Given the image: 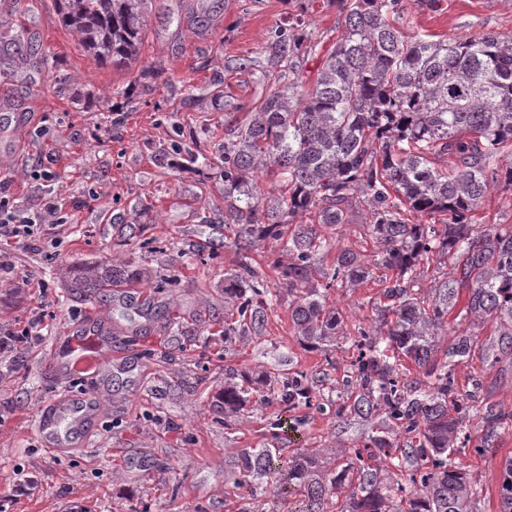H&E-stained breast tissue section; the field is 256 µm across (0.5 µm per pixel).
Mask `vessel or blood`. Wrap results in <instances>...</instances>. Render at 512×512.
Returning <instances> with one entry per match:
<instances>
[{
    "mask_svg": "<svg viewBox=\"0 0 512 512\" xmlns=\"http://www.w3.org/2000/svg\"><path fill=\"white\" fill-rule=\"evenodd\" d=\"M98 415L95 400L61 399L44 408L39 428L44 440L56 449L64 450L84 442Z\"/></svg>",
    "mask_w": 512,
    "mask_h": 512,
    "instance_id": "vessel-or-blood-1",
    "label": "vessel or blood"
}]
</instances>
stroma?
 <instances>
[{
	"label": "stroma",
	"mask_w": 512,
	"mask_h": 512,
	"mask_svg": "<svg viewBox=\"0 0 512 512\" xmlns=\"http://www.w3.org/2000/svg\"><path fill=\"white\" fill-rule=\"evenodd\" d=\"M397 26L408 37L428 33L465 39L494 32L512 36V0H405ZM208 11L207 28L188 12ZM318 41L301 71L314 77L340 33L336 0H152L139 56L101 65L63 27L59 0H0V196L20 210L40 199L57 205L62 224H47L41 241H0L11 273L0 277V334L22 336L0 353V512H228L243 448H276V467L302 448H320L326 469L335 449L361 448L372 422L340 428L336 401L357 350L339 337L304 347L291 320L295 294L269 261L278 242H256L249 255L279 301L261 333L225 346L187 347L162 356L166 317L145 319L121 301H87L73 288L80 264L147 268L167 282L157 306L205 321L229 303L224 276L239 263L224 242V181L219 168L198 167L195 154L224 147L228 118L245 120L268 94V84L240 69L261 62L269 36L288 19ZM162 68L154 92L141 93L139 73ZM116 88L126 96H113ZM37 170L49 179L34 178ZM364 204L353 203L349 223L324 228L337 251L358 252L374 267L378 248ZM381 286L369 281L332 291L328 305L347 324L374 323ZM41 333L26 335L31 324ZM94 337L107 358L97 377L71 369L72 350ZM306 375L317 382L309 404L293 407L256 400L223 415L213 407L224 367ZM481 377L483 409L512 410V358L492 370L479 361L458 365L460 388ZM66 396L97 398L98 418L80 449L55 452L43 443V405ZM512 456V429L491 452L464 450L452 460L483 494L476 512H497L500 465ZM37 479L31 494L13 497L17 478Z\"/></svg>",
	"instance_id": "35a3bbf8"
}]
</instances>
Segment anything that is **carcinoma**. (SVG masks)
Listing matches in <instances>:
<instances>
[{
  "mask_svg": "<svg viewBox=\"0 0 512 512\" xmlns=\"http://www.w3.org/2000/svg\"><path fill=\"white\" fill-rule=\"evenodd\" d=\"M59 2L62 23L97 62L137 58L150 0ZM339 3L340 35L314 79L299 80L297 59L317 45L302 46L286 28L275 31L260 69L261 81L274 89L246 120L228 128L224 152L202 156L203 163L223 168L224 229L241 253L225 278L232 312L219 335L231 345L267 322L277 295L248 261L254 242L267 238L286 256L270 267L296 291L291 319L301 342L317 348L346 334L327 295L361 285L373 273L350 249L338 251L331 268L322 267L330 241L315 224L297 219L313 214L316 224L337 227L347 223L352 202L366 204L371 236L381 246L378 266L392 275L380 279L379 325L354 328L357 355L346 380L354 400L336 404V418L382 420L369 444L329 473L319 470L316 448L297 451L279 473L273 469L277 449L243 448L236 485L254 493L272 477L281 493L301 496L296 512H327L345 486L351 491L341 512H474L481 489L452 455L469 446L483 456L499 431L512 428V411L492 409L480 438L462 434L482 380L461 391L454 376L457 365L476 356L490 368L512 358V224L470 223L499 174L512 185V166L492 168L498 156L512 152V37L417 35L408 42L390 21L403 0ZM434 155L449 156L450 167L432 166ZM263 172L276 177L278 196L261 195L256 176ZM419 213L442 215L444 224L411 223ZM434 255L448 258L452 277L421 293L417 271ZM144 278L141 269L80 265L73 271L74 287L92 289L102 302L122 283ZM464 292L458 324L491 322L494 335L481 341L471 328L457 329L440 353L441 331ZM403 358L425 385L405 378ZM312 392L303 374L272 381L227 365L221 404L226 414L257 396L306 404ZM397 437L404 442H393ZM372 459L394 469L411 465V487L382 483ZM499 512H512L511 456L500 466Z\"/></svg>",
  "mask_w": 512,
  "mask_h": 512,
  "instance_id": "1",
  "label": "carcinoma"
}]
</instances>
